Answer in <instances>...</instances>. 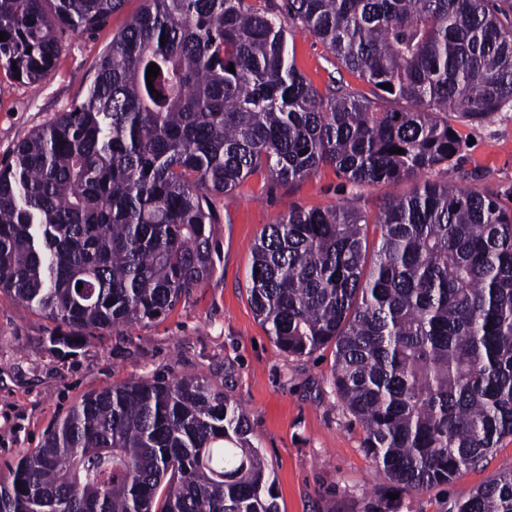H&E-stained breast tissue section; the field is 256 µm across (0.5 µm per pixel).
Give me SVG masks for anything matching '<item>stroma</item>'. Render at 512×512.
I'll return each mask as SVG.
<instances>
[{"mask_svg":"<svg viewBox=\"0 0 512 512\" xmlns=\"http://www.w3.org/2000/svg\"><path fill=\"white\" fill-rule=\"evenodd\" d=\"M148 0L123 8L92 32L65 37L56 69L43 81L14 82L0 96V169L17 146L83 97L100 54ZM295 65L320 93L338 80L372 96L358 75L336 71L316 38L295 34ZM462 147L439 173L442 181L494 194L512 211V106L487 120L451 118ZM415 181L354 188L326 165L292 182L250 175L214 196L215 272L156 321L101 331L69 355L50 351L57 327L46 315L0 293V475L26 450L40 447L50 426L84 396L134 378L197 375L241 405L276 477L280 512H451L495 474L512 470V437L479 466L452 482L408 491L388 482L362 447L364 430L331 385V350L293 356L281 351L256 317L247 292L252 247L288 207L327 210L352 205L376 215L389 196H405Z\"/></svg>","mask_w":512,"mask_h":512,"instance_id":"1","label":"stroma"}]
</instances>
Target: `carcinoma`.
Wrapping results in <instances>:
<instances>
[{
  "label": "carcinoma",
  "instance_id": "carcinoma-1",
  "mask_svg": "<svg viewBox=\"0 0 512 512\" xmlns=\"http://www.w3.org/2000/svg\"><path fill=\"white\" fill-rule=\"evenodd\" d=\"M124 2L0 0V69L43 80L60 34ZM297 32L374 98L321 95L289 56ZM511 104L512 0H150L81 100L0 170V292L75 348L213 275L210 194L264 169L291 182L332 165L357 188L421 178L373 218L288 209L255 242L248 292L282 351L333 347L336 394L388 481L448 483L512 437V212L437 175L459 151L448 115ZM8 472L0 512H280L246 412L197 376L85 396ZM452 512H512V471Z\"/></svg>",
  "mask_w": 512,
  "mask_h": 512
}]
</instances>
